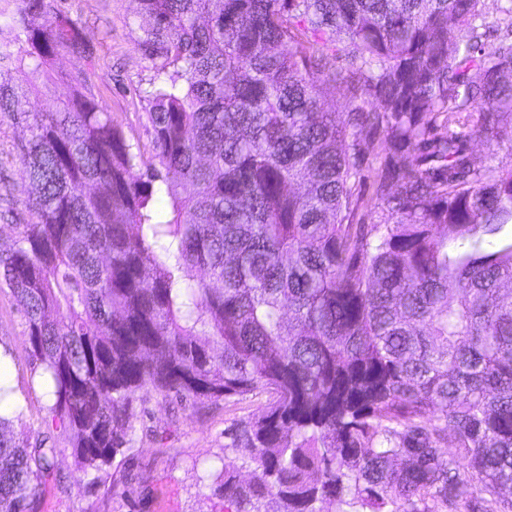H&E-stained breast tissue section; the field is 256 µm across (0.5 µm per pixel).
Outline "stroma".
<instances>
[{
  "mask_svg": "<svg viewBox=\"0 0 512 512\" xmlns=\"http://www.w3.org/2000/svg\"><path fill=\"white\" fill-rule=\"evenodd\" d=\"M56 7L78 22L95 47L93 62L63 55L54 67L77 73L95 66L91 78L96 100L143 157L152 153L148 93L163 65L139 45L141 18L137 0H57ZM28 134L0 116V244L11 247L17 227L26 223L22 201L28 187L18 172L16 145ZM27 324L9 289L0 290V350L11 355L5 372L6 398L23 408L16 432L29 439L50 437L59 453L43 492L31 512H224L222 498L212 496L210 473L220 465L231 440L227 429L258 414L267 397L250 394L205 404L153 396L134 422L132 442L123 461L110 468L113 488L91 485L78 472L66 434L49 427L54 402L45 378L31 374L26 349Z\"/></svg>",
  "mask_w": 512,
  "mask_h": 512,
  "instance_id": "stroma-1",
  "label": "stroma"
}]
</instances>
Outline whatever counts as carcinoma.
Returning a JSON list of instances; mask_svg holds the SVG:
<instances>
[{"label": "carcinoma", "instance_id": "carcinoma-1", "mask_svg": "<svg viewBox=\"0 0 512 512\" xmlns=\"http://www.w3.org/2000/svg\"><path fill=\"white\" fill-rule=\"evenodd\" d=\"M480 2L138 0L140 45L164 59L144 160L88 73L51 70L93 57L76 23L22 0L0 114L28 124L29 220L0 284L92 483L137 403L258 391L213 475L224 512H512V238L463 246L512 227V169L472 148L512 128V40L479 46ZM336 86L344 112L322 106ZM365 131L379 224L355 223ZM19 418L0 409V512H29L57 455Z\"/></svg>", "mask_w": 512, "mask_h": 512}]
</instances>
